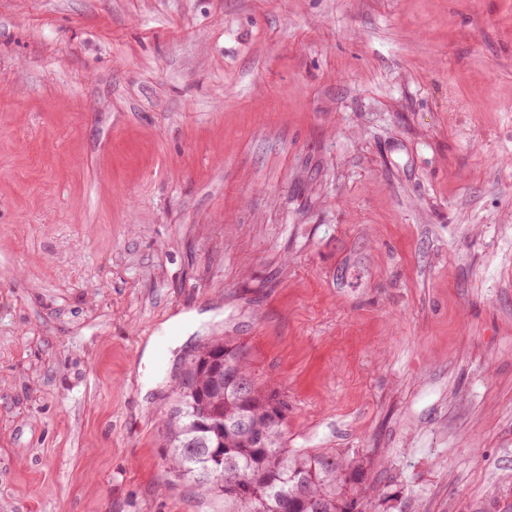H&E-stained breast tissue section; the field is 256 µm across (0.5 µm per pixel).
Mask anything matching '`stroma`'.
<instances>
[{
  "mask_svg": "<svg viewBox=\"0 0 512 512\" xmlns=\"http://www.w3.org/2000/svg\"><path fill=\"white\" fill-rule=\"evenodd\" d=\"M216 336L361 512H512V0H0V512H224Z\"/></svg>",
  "mask_w": 512,
  "mask_h": 512,
  "instance_id": "1",
  "label": "stroma"
}]
</instances>
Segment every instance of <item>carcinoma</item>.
I'll use <instances>...</instances> for the list:
<instances>
[{"mask_svg": "<svg viewBox=\"0 0 512 512\" xmlns=\"http://www.w3.org/2000/svg\"><path fill=\"white\" fill-rule=\"evenodd\" d=\"M239 354L238 370L250 383L254 426L266 433L269 447L250 448L232 426L240 406L231 389H214L200 363L215 349ZM177 401L163 440L167 468L204 493L224 499V512H355L362 494L370 490L362 464L345 453L288 449L283 428L269 421L267 406L288 410V403L268 383L251 373L244 347L232 338L204 343L186 363L176 384ZM206 412L223 416L227 427L218 435L198 426ZM224 479L246 475L250 489H216L214 470Z\"/></svg>", "mask_w": 512, "mask_h": 512, "instance_id": "cac0c4a2", "label": "carcinoma"}]
</instances>
